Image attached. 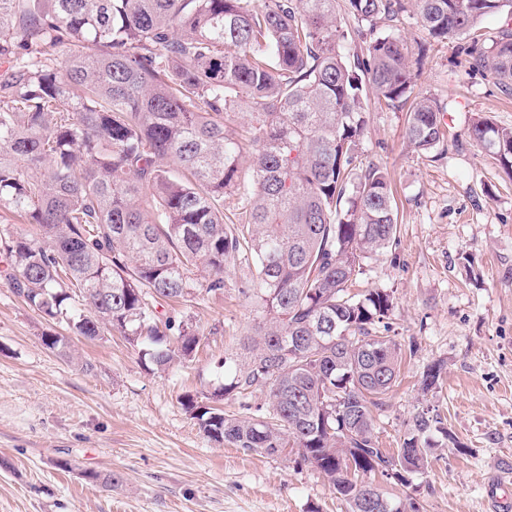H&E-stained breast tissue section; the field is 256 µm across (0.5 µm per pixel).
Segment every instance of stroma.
Instances as JSON below:
<instances>
[{
    "instance_id": "1",
    "label": "stroma",
    "mask_w": 512,
    "mask_h": 512,
    "mask_svg": "<svg viewBox=\"0 0 512 512\" xmlns=\"http://www.w3.org/2000/svg\"><path fill=\"white\" fill-rule=\"evenodd\" d=\"M396 32L418 89L443 108L448 138L422 155L406 145L405 109L366 114L362 150L389 172L399 241L368 262L357 285L392 293L390 333L416 346L375 433L397 452L427 400L459 445L437 448L411 484L379 473L368 480L393 500L413 499L420 512H494L488 491L512 465V173L468 132L480 117L512 127V98L488 69L462 62L461 38L424 53L412 16ZM464 253L470 266L459 260ZM249 278L238 266L223 291L164 304L163 315L192 320L206 341L186 362L157 371L118 333L71 335L0 272V512H347L296 449L267 456L216 444L182 404L223 383L225 355L239 354L257 322L259 304L242 293ZM47 333L67 337L70 353L47 348ZM438 360L442 381L422 395L420 377ZM85 361L93 371L82 369ZM91 472L120 481L106 488L88 480Z\"/></svg>"
}]
</instances>
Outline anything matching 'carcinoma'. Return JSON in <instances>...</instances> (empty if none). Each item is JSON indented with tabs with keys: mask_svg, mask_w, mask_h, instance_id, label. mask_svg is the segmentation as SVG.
I'll return each instance as SVG.
<instances>
[{
	"mask_svg": "<svg viewBox=\"0 0 512 512\" xmlns=\"http://www.w3.org/2000/svg\"><path fill=\"white\" fill-rule=\"evenodd\" d=\"M410 7L427 40L464 37L470 64L512 96V0H0V209L38 229L0 233L14 293L74 336L118 332L164 370L202 334L156 304L221 291L227 266L246 264L242 293L261 315L245 357L224 358L231 378L184 406L219 445L297 449L348 512L374 510L362 476L423 474L435 434L461 447L428 405L397 455L380 447L375 411L402 344L376 326L395 305L383 288L351 292L398 244L387 170L361 158L367 101L408 105L405 138L420 154L446 135L400 36L344 53ZM501 14L507 27L487 47L481 23ZM470 138L512 172V128L480 118ZM244 153L253 190L226 222ZM443 370H424L423 395ZM259 387L266 413L224 411ZM376 492L385 512H416Z\"/></svg>",
	"mask_w": 512,
	"mask_h": 512,
	"instance_id": "obj_1",
	"label": "carcinoma"
}]
</instances>
